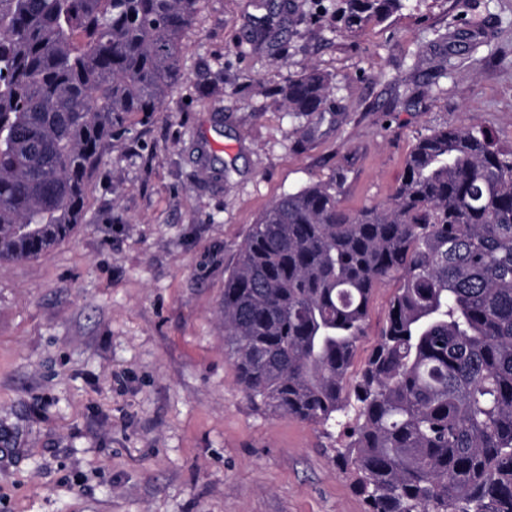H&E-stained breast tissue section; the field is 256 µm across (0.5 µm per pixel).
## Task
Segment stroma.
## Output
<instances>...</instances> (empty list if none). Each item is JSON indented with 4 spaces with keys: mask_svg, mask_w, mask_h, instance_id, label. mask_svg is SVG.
Masks as SVG:
<instances>
[{
    "mask_svg": "<svg viewBox=\"0 0 512 512\" xmlns=\"http://www.w3.org/2000/svg\"><path fill=\"white\" fill-rule=\"evenodd\" d=\"M206 0L161 111L128 116L83 224L0 261V512H366L336 465L346 436L253 404L224 348V281L278 198L342 181L387 204L428 130L512 145V0H407L357 33L313 0ZM309 65L324 109L274 90ZM368 308L354 358L384 328Z\"/></svg>",
    "mask_w": 512,
    "mask_h": 512,
    "instance_id": "stroma-1",
    "label": "stroma"
}]
</instances>
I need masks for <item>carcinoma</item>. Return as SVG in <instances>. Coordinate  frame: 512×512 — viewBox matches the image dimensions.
<instances>
[{"label":"carcinoma","mask_w":512,"mask_h":512,"mask_svg":"<svg viewBox=\"0 0 512 512\" xmlns=\"http://www.w3.org/2000/svg\"><path fill=\"white\" fill-rule=\"evenodd\" d=\"M204 0H0V260L82 223L88 179L127 115L160 111ZM404 0H341L350 33ZM329 78L279 94L320 112ZM341 185L276 200L224 281V343L245 394L332 427L367 512H512V146L460 122L420 136L385 207ZM398 278L386 327L350 377L374 290Z\"/></svg>","instance_id":"1"}]
</instances>
